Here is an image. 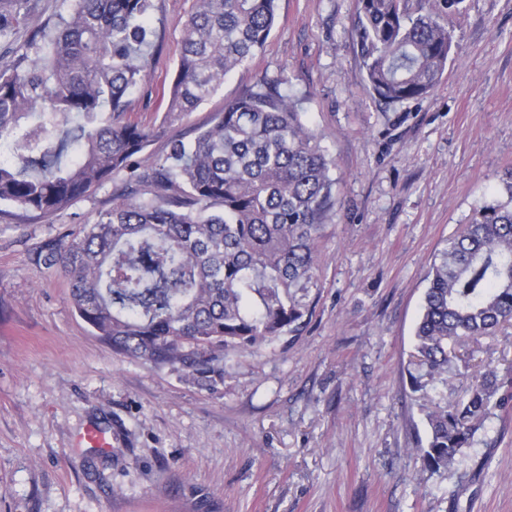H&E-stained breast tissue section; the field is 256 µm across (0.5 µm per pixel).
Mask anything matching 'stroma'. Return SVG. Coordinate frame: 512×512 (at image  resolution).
<instances>
[{"mask_svg":"<svg viewBox=\"0 0 512 512\" xmlns=\"http://www.w3.org/2000/svg\"><path fill=\"white\" fill-rule=\"evenodd\" d=\"M158 4L151 83L127 114L148 126L164 118L176 22L195 0ZM71 5L31 0L0 37V67ZM357 8L278 0L263 52L141 156L161 158L257 74L284 71L334 160L339 204L321 229L307 325L228 353L216 387L112 348L79 317L66 276L35 261L111 209L114 182L48 217L0 206V512H512V325L465 344L472 373L494 368L501 388L457 471L424 470L407 373L428 267L512 171V0H464L441 81L393 103L366 88ZM91 428L110 450L84 440Z\"/></svg>","mask_w":512,"mask_h":512,"instance_id":"35a3bbf8","label":"stroma"}]
</instances>
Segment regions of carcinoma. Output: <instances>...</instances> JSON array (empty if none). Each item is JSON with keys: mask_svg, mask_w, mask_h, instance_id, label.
I'll return each instance as SVG.
<instances>
[{"mask_svg": "<svg viewBox=\"0 0 512 512\" xmlns=\"http://www.w3.org/2000/svg\"><path fill=\"white\" fill-rule=\"evenodd\" d=\"M27 0H0V32ZM277 0H196L179 19L180 55L164 122L182 120L263 51ZM463 0H358L352 33L370 93L426 96L453 46L448 17ZM155 0H72L40 27L34 54L0 68V203L48 217L128 174L112 209L82 236L38 257L64 272L79 317L112 347L179 365L211 386L224 350L275 344L297 332L320 288V229L336 208L334 160L288 94L265 73L187 142L143 166L160 129L126 119L149 82ZM414 333L410 391L425 407L428 470L467 457L499 389L491 371L442 405L448 369L466 377L462 341L512 324V173L430 265Z\"/></svg>", "mask_w": 512, "mask_h": 512, "instance_id": "obj_1", "label": "carcinoma"}]
</instances>
